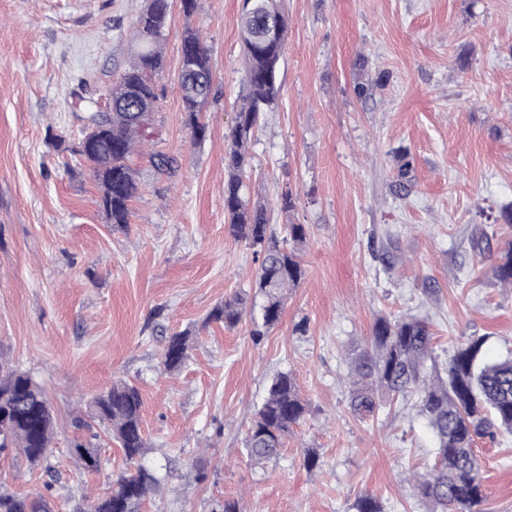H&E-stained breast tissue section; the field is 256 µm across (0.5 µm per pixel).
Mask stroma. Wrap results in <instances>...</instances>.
Wrapping results in <instances>:
<instances>
[{"instance_id": "obj_1", "label": "stroma", "mask_w": 512, "mask_h": 512, "mask_svg": "<svg viewBox=\"0 0 512 512\" xmlns=\"http://www.w3.org/2000/svg\"><path fill=\"white\" fill-rule=\"evenodd\" d=\"M285 4L280 98L252 140L248 172L277 235L289 224L310 233L298 249L305 277L257 342L249 319L228 328L209 318L225 297L251 292L260 266L224 215L225 136L245 94L243 0H198L190 18L172 6L154 76L159 138L134 161L139 189L123 227L100 208L87 164L59 142L80 137L84 99L106 104L142 0H0V356L45 388L57 420L44 461L0 450V491L47 499V512H93L125 463L103 426L76 429L73 414L126 380L143 399L142 460L165 476L140 512H215L227 498L241 512H354L364 494L384 512H427L405 472L431 460L430 430L411 399L389 415L354 416L346 354L378 316L409 313L429 318L439 362L469 336L486 337L491 356L512 355V288L470 244L486 224L497 227L491 253L512 242V0ZM189 26L215 74L200 143L179 88ZM157 150L177 157L172 176L148 163ZM404 152L413 180L402 191ZM388 232L400 253L390 271ZM176 332L193 341L169 372L162 353ZM280 372L309 412L281 456L258 465L244 440ZM76 438L99 470L72 455ZM475 453L486 512H512V435L479 439Z\"/></svg>"}]
</instances>
